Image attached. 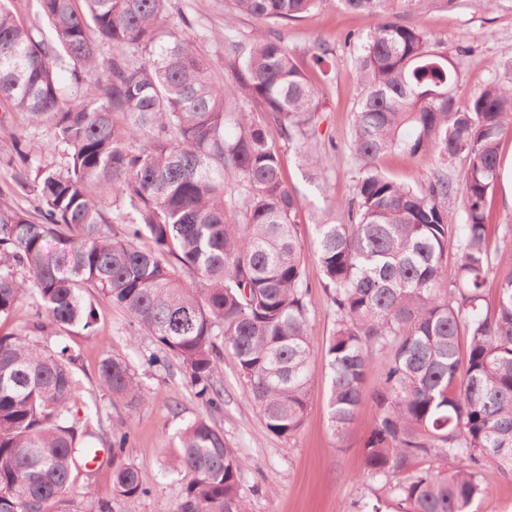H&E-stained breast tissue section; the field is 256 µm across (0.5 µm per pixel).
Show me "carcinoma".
Returning <instances> with one entry per match:
<instances>
[{"instance_id":"carcinoma-1","label":"carcinoma","mask_w":512,"mask_h":512,"mask_svg":"<svg viewBox=\"0 0 512 512\" xmlns=\"http://www.w3.org/2000/svg\"><path fill=\"white\" fill-rule=\"evenodd\" d=\"M169 0H36V34L0 0V128L14 111L49 126L46 164L13 137L0 170V322L28 298L20 330L0 335V512H71L73 471L95 442L112 455V497L87 512H136L149 494L122 459L130 429L93 427L81 414L68 346L48 327L97 324L107 299L177 360L194 397L223 400L217 365L233 359L267 431L300 432L312 381L308 297L297 215L301 199L281 172L284 146H305L321 103L279 25L327 0H231L224 18V88L196 50L195 25L160 39ZM457 0H336L379 19L357 43L362 94L350 149L362 165L344 218L316 224L322 288L335 309L328 361L329 421L345 434L363 405L375 355L388 353L364 446L366 477L384 479L404 512H473L489 478L512 475V255L491 249L485 210L512 134V84L492 80L460 101L457 63L432 51L424 28L396 21ZM240 15L268 23L242 43ZM112 59L99 69L100 46ZM149 51L143 63L134 59ZM66 71L83 93L64 92ZM433 149L467 160L461 182L444 170L399 182L377 166L390 152ZM462 193V234L448 203ZM22 196L29 208L3 201ZM112 196V210L100 200ZM458 260L445 276L448 246ZM498 300L484 309L490 274ZM100 388L136 409L146 398L126 359L106 352ZM434 456L444 469H412ZM168 469L183 476L174 512H247L224 433L205 416L178 433Z\"/></svg>"}]
</instances>
